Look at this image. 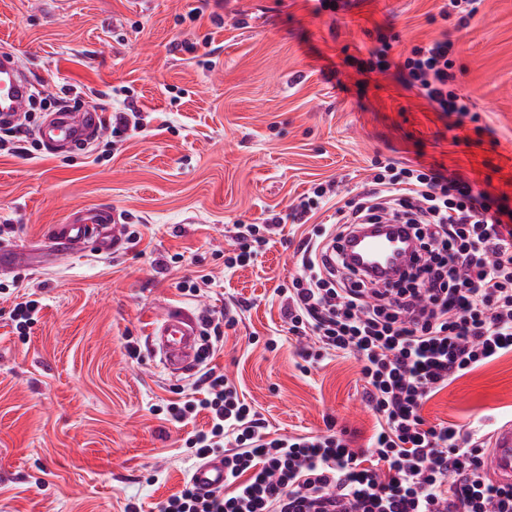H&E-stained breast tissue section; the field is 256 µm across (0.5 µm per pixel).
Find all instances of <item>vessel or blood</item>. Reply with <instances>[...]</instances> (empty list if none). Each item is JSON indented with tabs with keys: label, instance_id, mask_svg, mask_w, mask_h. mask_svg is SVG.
<instances>
[{
	"label": "vessel or blood",
	"instance_id": "vessel-or-blood-1",
	"mask_svg": "<svg viewBox=\"0 0 512 512\" xmlns=\"http://www.w3.org/2000/svg\"><path fill=\"white\" fill-rule=\"evenodd\" d=\"M32 78L21 59L12 51H0V121H13L26 108ZM104 127L103 116L93 106L78 112L64 111L39 126L37 137L43 146L61 153L98 139ZM56 245L83 248L92 245L95 252L110 254L122 243L121 227L113 211L91 207L84 217L54 225L51 232ZM406 225H397L395 233L370 232L358 240H344V247H357L363 255L373 258L368 274L374 280L387 281V268L402 257L403 241L410 238ZM152 349L160 363L170 372H184L198 363L200 354L199 326L196 316L186 308L170 311L152 329ZM483 468L498 484H512V421L498 423L487 435ZM190 477L200 490L217 489L224 484V459L212 456L201 459Z\"/></svg>",
	"mask_w": 512,
	"mask_h": 512
}]
</instances>
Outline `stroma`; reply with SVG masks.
<instances>
[{
    "label": "stroma",
    "mask_w": 512,
    "mask_h": 512,
    "mask_svg": "<svg viewBox=\"0 0 512 512\" xmlns=\"http://www.w3.org/2000/svg\"><path fill=\"white\" fill-rule=\"evenodd\" d=\"M444 0H0V50L9 49L47 92L112 117L125 89L152 120L145 132L27 162L0 154V238L26 252L22 290L42 302L19 340L0 294V512H143L181 489L195 459L191 432L157 406L191 391L200 371L169 376L151 352L168 309L237 313L213 363L264 418L271 436L346 430L366 447L375 417L360 366L332 355L309 371L282 318L279 285L296 271L312 225L285 224L254 265L225 269L233 224L287 213L313 184L333 179L356 199L375 158L462 175L512 207V0H482L466 29L432 21ZM390 56L441 36L453 43L450 87L479 121L453 128L397 69L359 73L377 30ZM107 205L141 239L110 255L49 256L42 241L76 211ZM181 254L179 266L170 258ZM211 272L203 296L179 283ZM274 349H267V340ZM141 349L132 361L127 341ZM431 425L468 432L512 418V353L430 397Z\"/></svg>",
    "instance_id": "1"
}]
</instances>
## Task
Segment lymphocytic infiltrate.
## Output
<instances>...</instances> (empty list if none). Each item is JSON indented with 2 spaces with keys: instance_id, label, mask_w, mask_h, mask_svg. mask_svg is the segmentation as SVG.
<instances>
[{
  "instance_id": "lymphocytic-infiltrate-1",
  "label": "lymphocytic infiltrate",
  "mask_w": 512,
  "mask_h": 512,
  "mask_svg": "<svg viewBox=\"0 0 512 512\" xmlns=\"http://www.w3.org/2000/svg\"><path fill=\"white\" fill-rule=\"evenodd\" d=\"M378 40L366 69L397 67L435 111L468 115L448 88L455 78L450 40L413 47L397 63L388 58L386 35ZM335 196L332 183H319L287 215L234 225L225 268L246 264L283 224L308 223ZM387 216L412 230L420 255L397 282L379 284L345 261L341 243L359 225ZM279 295L289 332L304 341L298 354L305 363L334 352L360 361L377 418L368 446L350 447L331 429L269 437L210 364L214 341L233 317L207 315L203 394L167 404L165 414L183 423L207 412L208 429L189 444L200 459L223 455L224 486L203 492L184 483L158 512H512V485L484 475L474 434L429 425L421 414L431 395L512 352V210L462 177L386 163L357 200L337 206L334 224L301 244L297 272Z\"/></svg>"
}]
</instances>
